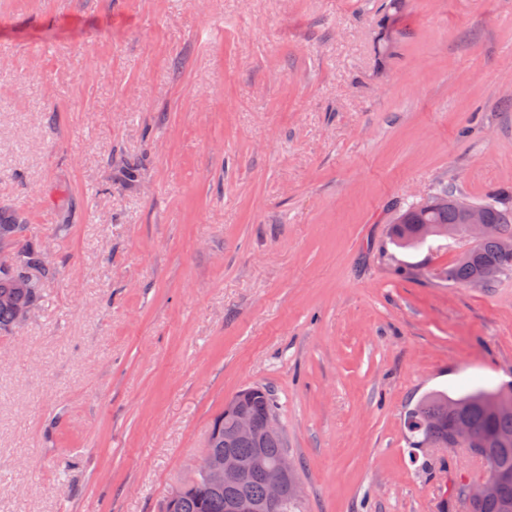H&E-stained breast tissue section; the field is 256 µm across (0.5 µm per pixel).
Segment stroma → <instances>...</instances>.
<instances>
[{
  "mask_svg": "<svg viewBox=\"0 0 512 512\" xmlns=\"http://www.w3.org/2000/svg\"><path fill=\"white\" fill-rule=\"evenodd\" d=\"M512 193V0H0V206L53 278L0 335V512H160L272 390L301 512H462L427 392L512 384V274L385 208Z\"/></svg>",
  "mask_w": 512,
  "mask_h": 512,
  "instance_id": "stroma-1",
  "label": "stroma"
}]
</instances>
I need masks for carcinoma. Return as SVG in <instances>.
Masks as SVG:
<instances>
[{"label": "carcinoma", "instance_id": "carcinoma-1", "mask_svg": "<svg viewBox=\"0 0 512 512\" xmlns=\"http://www.w3.org/2000/svg\"><path fill=\"white\" fill-rule=\"evenodd\" d=\"M455 194L443 191L440 202L431 208L411 203H395L391 207L388 241L399 249L417 250L426 239L420 237L419 226L431 224L441 229L461 223L459 212L451 206ZM481 204L486 208V220L499 224L502 236L512 240V198L492 194ZM18 259L12 269L0 270V334H9L18 328L17 311L22 307L34 309L41 299V282L54 275L51 267L39 264L38 249L28 239V224L24 217L10 209L0 207V256ZM506 268L512 272V256L503 249L501 240L487 239L466 250L454 264L448 266L445 278L448 283L461 286H480L487 271ZM487 391L476 390L458 397L443 392H430L408 411L406 431L413 448H448L459 424H466L473 435L485 443L490 454L483 469V476L494 484L492 495L476 504L471 512H512V405L495 407L486 399ZM247 404L254 417L258 433H264L268 419L275 416L272 394L253 387L247 396ZM232 425V418L221 413L214 416L207 433L205 450L224 453V434ZM231 447L242 456L250 457L255 449H261L262 467L254 473L247 491L256 499L262 497L268 474L279 457L288 448L284 435L266 436L257 442L252 438L241 439ZM205 484L199 474L186 483V490L173 506V512H231V503L239 492L232 484L212 485L205 492L198 486Z\"/></svg>", "mask_w": 512, "mask_h": 512}]
</instances>
